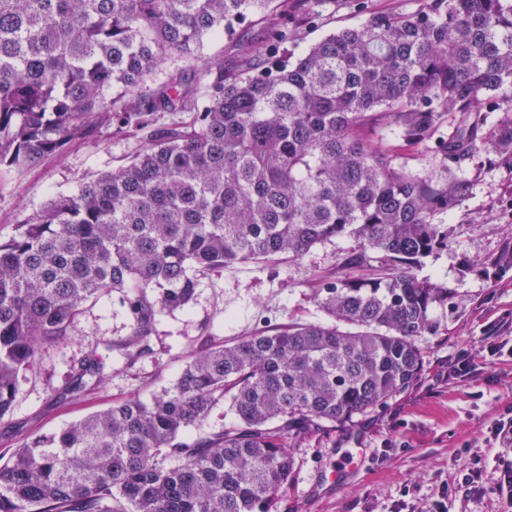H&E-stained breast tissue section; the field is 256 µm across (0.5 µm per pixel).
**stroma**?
Masks as SVG:
<instances>
[{
    "instance_id": "stroma-1",
    "label": "stroma",
    "mask_w": 512,
    "mask_h": 512,
    "mask_svg": "<svg viewBox=\"0 0 512 512\" xmlns=\"http://www.w3.org/2000/svg\"><path fill=\"white\" fill-rule=\"evenodd\" d=\"M423 4L288 0V26L296 32L288 48L298 56L327 35L360 25L369 13H413ZM312 7L318 12L313 19L307 16ZM376 142L396 166L413 174L470 180L469 195L435 217L449 231L448 247L424 258L416 270L419 278L448 284L455 295L434 309L435 328L416 339L423 369L413 385L350 424L292 443L294 477L278 512H429L446 485L448 512H512L497 489L499 462L512 459V447H500L490 435L494 419L512 407V354L489 357L476 377L448 375L460 353L481 355L488 337L512 334V268L491 265L512 243V165H490L480 150L463 168L451 169L389 129ZM143 144L142 133L111 128L96 143L71 144L28 169L0 166V241L15 234L19 218L40 213L55 196L76 193L125 164ZM354 246L343 236L295 260L235 263L203 276L186 309L157 315L152 354L129 367L106 348L127 334V311L118 293L102 295L74 325L70 343L40 350L34 369L20 378L12 411L0 422V457L9 458L30 436L58 431L114 402H150L172 386L203 342L232 343L279 325L327 321L316 300L320 280L370 274L343 267ZM93 350L103 383L59 398L74 368ZM474 467L482 473L479 491L468 494L457 483Z\"/></svg>"
}]
</instances>
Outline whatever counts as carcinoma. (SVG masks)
Segmentation results:
<instances>
[{
  "instance_id": "obj_1",
  "label": "carcinoma",
  "mask_w": 512,
  "mask_h": 512,
  "mask_svg": "<svg viewBox=\"0 0 512 512\" xmlns=\"http://www.w3.org/2000/svg\"><path fill=\"white\" fill-rule=\"evenodd\" d=\"M272 0H0V166L22 171L102 130L148 129L131 160L58 195L0 241V421L38 351L67 345L84 310L123 294L131 365L156 316L185 309L199 276L228 264L303 256L349 236L346 261L382 278L324 280L332 323L290 324L204 343L173 386L38 435L0 464V512H275L294 474L291 442L348 423L417 379L416 337L452 297L416 274L448 247L435 221L471 188L393 165L372 137L435 151L456 167L484 148L512 161V0H425L287 52L235 41L239 67L198 55L206 35ZM283 52L269 63L270 54ZM185 63L156 88L170 59ZM212 81L200 89L191 79ZM156 112H189L155 126ZM499 113L485 129L487 114ZM359 328L343 332L338 324ZM97 352L74 388L101 381ZM235 422L204 429L219 402Z\"/></svg>"
}]
</instances>
